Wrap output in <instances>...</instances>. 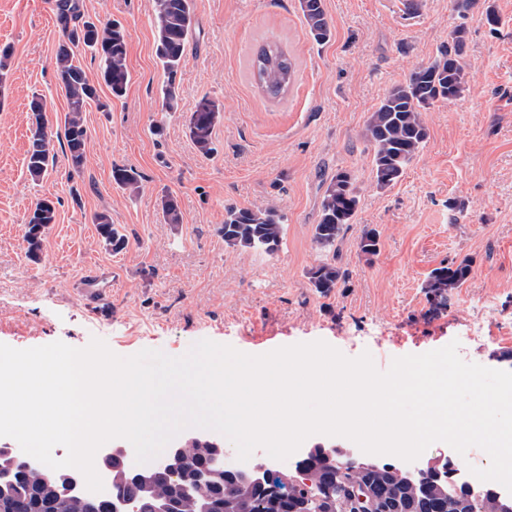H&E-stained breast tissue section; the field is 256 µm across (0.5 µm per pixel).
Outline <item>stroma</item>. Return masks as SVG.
Listing matches in <instances>:
<instances>
[{"instance_id":"35a3bbf8","label":"stroma","mask_w":512,"mask_h":512,"mask_svg":"<svg viewBox=\"0 0 512 512\" xmlns=\"http://www.w3.org/2000/svg\"><path fill=\"white\" fill-rule=\"evenodd\" d=\"M84 20L119 24L127 34L130 82L113 98L90 50L76 59L108 111L88 106L86 160L73 170L65 140L40 180L26 171L29 104L41 97L53 131H62L67 101L56 80L64 39L55 0H0V343L26 349L92 339L118 356L144 349L181 356L203 339L261 355L322 340L349 358L370 353L378 370L460 338L466 321L492 320L505 340L469 348L472 362L512 371V0H323L332 27L323 45L309 37L297 0H194L195 31L176 82V110L162 105L167 77L155 55L153 0H79ZM499 17L489 25L485 7ZM464 26V94L425 114L428 139L401 181L378 190L371 147L362 131L395 84L428 63L457 26ZM277 42L296 58V80L283 99L265 96L247 65L257 48ZM223 116L214 152L201 156L186 121L201 97ZM131 167L141 188L112 180ZM350 171L361 201L336 244L349 278L329 296L307 272L321 253L312 239L325 188ZM177 199L181 221L166 223L158 204ZM52 201L57 221L42 234L38 260L26 256L25 231L37 202ZM460 214H453L452 205ZM276 206L285 239L274 253L225 248L220 227L228 206ZM105 211L126 237L112 252L94 216ZM376 229L380 249L358 244ZM463 258L468 281L447 312L427 315L421 285L432 269ZM118 279L103 302L83 298L90 267ZM450 459L459 478L490 463L480 448L466 457L436 442L417 465Z\"/></svg>"}]
</instances>
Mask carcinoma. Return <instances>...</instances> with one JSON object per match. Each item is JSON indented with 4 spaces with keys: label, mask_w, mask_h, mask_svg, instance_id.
Segmentation results:
<instances>
[{
    "label": "carcinoma",
    "mask_w": 512,
    "mask_h": 512,
    "mask_svg": "<svg viewBox=\"0 0 512 512\" xmlns=\"http://www.w3.org/2000/svg\"><path fill=\"white\" fill-rule=\"evenodd\" d=\"M307 32L318 44L330 40L332 31L325 13L323 0H298ZM56 21L67 40L60 48L56 61L58 87L64 93L68 112L64 119V138L70 154L71 165L78 171L85 160L88 130L83 114L87 106L96 104L102 112L108 104L101 101L96 86L85 71L74 61V49L83 46L98 55L102 77L112 96L125 95L129 83L127 66V35L116 24L97 25L83 20L79 0H56ZM156 19V56L165 73L167 83L162 90L163 106L172 110L178 105L176 75L180 70L186 45L193 30V0H154ZM466 30L458 26L450 35L438 55L428 64L416 67L404 82L394 85L368 117L362 135L371 146V167L375 186L386 190L396 185L407 167L419 154L428 138L425 121L427 112L439 101H452L466 90L462 54ZM269 51L272 65L265 71L264 82L276 86L281 81L291 85L295 79L296 62L277 43H266L261 51ZM43 99L33 97L30 102L32 140L28 150L26 169L33 180L43 177L52 165L54 133L48 126L43 110ZM221 118L219 104L203 97L197 101L187 124L188 135L203 156L213 152L212 133ZM114 183L135 192L139 188V173L131 167L112 170ZM360 195L355 179L347 171L333 176L323 195L320 218L313 229V240L322 252L336 251V243L356 214ZM160 208L168 224L181 223V214L175 197L161 198ZM56 222L53 202H39L28 219L26 256L39 257L41 236L46 227ZM97 231L105 246L114 251L125 247L126 238L112 224L111 216L100 212L94 216ZM224 245L234 250H254L267 254L279 249L284 239L282 216L273 206L264 208L224 209L221 226ZM359 250L367 257L379 252V237L375 230L363 233ZM471 261H451L433 269L422 284L429 303L428 314L437 316L448 309L454 293L463 286L471 274ZM314 290L327 296L345 283L348 274L336 263V257L320 260L307 272ZM184 455L189 466L177 482L159 481L154 485L157 496L168 497L178 503V512H195L194 499L181 493V485L190 482L192 475L203 464L201 445L185 444ZM391 473L385 480L369 470L331 469L318 454L304 455L295 469L312 475L310 491L287 487L278 474L273 473L265 484L248 492L250 512H313L316 501L331 495L336 499V512H348L349 494L361 483H370L386 504L385 512H497L495 492L500 487L486 483L474 490L452 477L451 470L441 473L428 471L410 479L389 464ZM14 487L11 512H82L80 502L65 499L48 500L43 475L34 467H18L10 475ZM202 494L218 507L224 500L237 499L242 489L232 477L207 486Z\"/></svg>",
    "instance_id": "1"
}]
</instances>
